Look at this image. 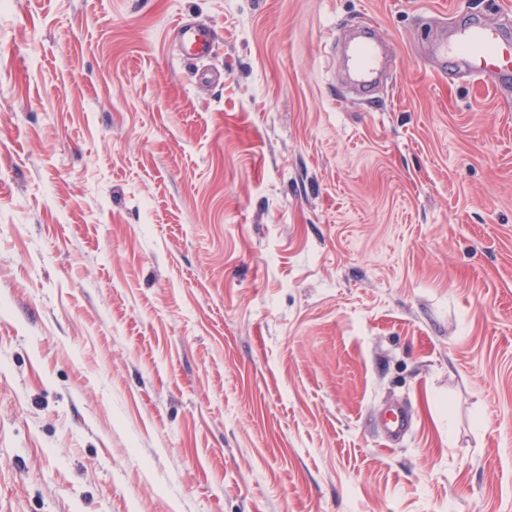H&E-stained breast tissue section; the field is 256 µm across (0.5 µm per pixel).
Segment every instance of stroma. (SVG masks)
Here are the masks:
<instances>
[{
    "label": "stroma",
    "mask_w": 512,
    "mask_h": 512,
    "mask_svg": "<svg viewBox=\"0 0 512 512\" xmlns=\"http://www.w3.org/2000/svg\"><path fill=\"white\" fill-rule=\"evenodd\" d=\"M469 18L512 0L0 6V512H512V91L428 52ZM176 36L181 45H189L195 57H203L209 53L210 36L203 28L180 23L176 28ZM354 55L353 64L359 81L363 85L375 84L383 72L382 48L366 33L356 45ZM410 425L411 418L404 407L390 408L379 422L383 434V445L391 447L393 442L400 440L408 433Z\"/></svg>",
    "instance_id": "35a3bbf8"
}]
</instances>
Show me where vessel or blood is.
Here are the masks:
<instances>
[{
	"mask_svg": "<svg viewBox=\"0 0 512 512\" xmlns=\"http://www.w3.org/2000/svg\"><path fill=\"white\" fill-rule=\"evenodd\" d=\"M176 36L180 44L190 46L194 56L208 54L210 36L203 28L179 24ZM442 54L451 56L467 72L496 86L512 81V38L489 26L473 23L442 47ZM384 52L371 36H364L355 47L353 64L362 84L376 83L383 72ZM411 419L405 408H390L379 423L385 445H392L409 431Z\"/></svg>",
	"mask_w": 512,
	"mask_h": 512,
	"instance_id": "vessel-or-blood-1",
	"label": "vessel or blood"
}]
</instances>
